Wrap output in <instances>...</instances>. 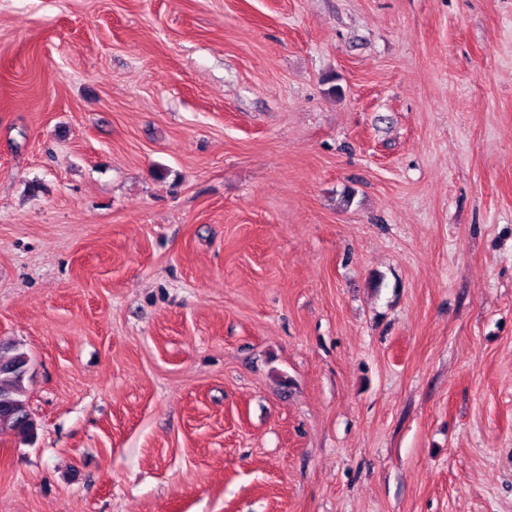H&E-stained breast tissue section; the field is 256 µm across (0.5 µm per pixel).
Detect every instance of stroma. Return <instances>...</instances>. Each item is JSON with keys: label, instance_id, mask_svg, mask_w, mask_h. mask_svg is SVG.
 <instances>
[{"label": "stroma", "instance_id": "obj_1", "mask_svg": "<svg viewBox=\"0 0 512 512\" xmlns=\"http://www.w3.org/2000/svg\"><path fill=\"white\" fill-rule=\"evenodd\" d=\"M0 512H512V0H0ZM27 353L13 348L7 356L1 355L0 363V397H9L13 400L15 408L19 415L28 414L25 409L26 404V390L24 386V379H21L16 372L6 369L12 364L17 362H24L22 357Z\"/></svg>", "mask_w": 512, "mask_h": 512}]
</instances>
